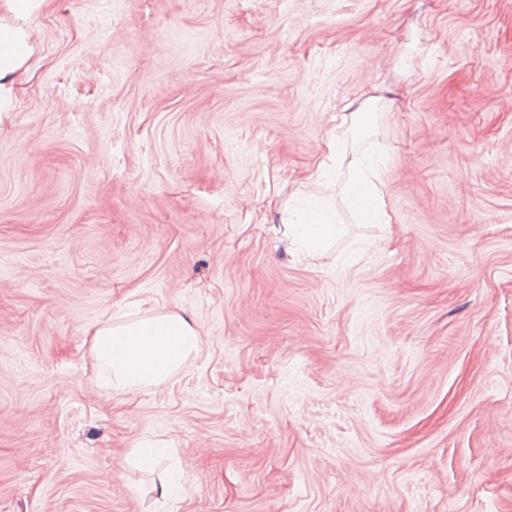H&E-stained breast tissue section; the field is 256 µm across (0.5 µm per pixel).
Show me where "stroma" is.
<instances>
[{
	"label": "stroma",
	"mask_w": 512,
	"mask_h": 512,
	"mask_svg": "<svg viewBox=\"0 0 512 512\" xmlns=\"http://www.w3.org/2000/svg\"><path fill=\"white\" fill-rule=\"evenodd\" d=\"M96 2L0 88V512H512V0ZM336 135L390 223L313 180ZM172 311L198 354L100 389L87 330ZM384 163L367 153L353 156L347 164L345 195L350 205L367 224L390 223L383 210L381 173ZM297 220L288 218L295 243L303 253L314 258L321 248L336 236V224L329 204L321 199L310 200Z\"/></svg>",
	"instance_id": "1"
}]
</instances>
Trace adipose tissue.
<instances>
[{"label":"adipose tissue","instance_id":"1","mask_svg":"<svg viewBox=\"0 0 512 512\" xmlns=\"http://www.w3.org/2000/svg\"><path fill=\"white\" fill-rule=\"evenodd\" d=\"M49 0H0V14L19 19V26L0 25V81H15L28 70L32 47L25 29ZM329 161L347 166L344 185L350 205L365 223H388L383 209L382 160L364 153L347 157L338 140L327 144ZM295 242L313 257L336 235L329 204L308 201L292 223ZM87 342L101 389L135 395L166 383L199 351L200 336L191 320L177 312L133 320L104 321L88 330Z\"/></svg>","mask_w":512,"mask_h":512}]
</instances>
